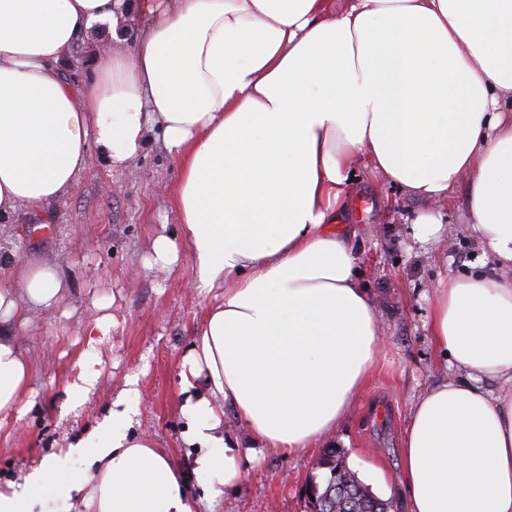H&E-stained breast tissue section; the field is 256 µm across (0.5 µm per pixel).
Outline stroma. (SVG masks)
I'll list each match as a JSON object with an SVG mask.
<instances>
[{"instance_id": "35a3bbf8", "label": "stroma", "mask_w": 512, "mask_h": 512, "mask_svg": "<svg viewBox=\"0 0 512 512\" xmlns=\"http://www.w3.org/2000/svg\"><path fill=\"white\" fill-rule=\"evenodd\" d=\"M175 158L160 128H150L137 157L114 168L91 151L70 190L40 212L0 215V280L21 263L56 264L66 286L49 310L29 312L6 326L31 366L29 388L11 413L0 416V486L19 480L51 455L85 438L112 413L129 377L139 379L132 431L165 449L186 474L189 495L194 449L186 424L179 372L211 295L200 288L171 192ZM467 192L458 185L442 200L409 196L364 169L352 177L334 227L357 251L360 280L374 297L382 336L372 381L324 447L288 453L266 449L243 460L242 477L198 512H306L305 489L325 447L343 453L372 493L408 512L402 484L403 434L417 399L440 381L460 377L430 336L433 291L439 280L473 273L482 248L467 220ZM430 213L442 223L447 247L414 238L411 222ZM177 240V262L149 264L152 240ZM106 300L116 319L98 343L99 381L88 401L73 406L67 384L81 370L88 331Z\"/></svg>"}]
</instances>
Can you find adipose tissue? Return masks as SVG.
<instances>
[{
    "label": "adipose tissue",
    "instance_id": "adipose-tissue-1",
    "mask_svg": "<svg viewBox=\"0 0 512 512\" xmlns=\"http://www.w3.org/2000/svg\"><path fill=\"white\" fill-rule=\"evenodd\" d=\"M96 23L112 44L77 86L69 58ZM154 125L178 162L183 237L214 292L179 372L201 497L132 433V378L111 418L0 490V512L75 492L82 512H196L258 449L334 434L381 336L355 249L330 229L361 163L415 198H445L467 179L491 266L434 290V345L464 376L412 409L410 512H512V0H0V214L69 190L88 145L127 165ZM64 286L51 263L20 268L0 282V322L54 307ZM113 323L95 319L73 402L94 389V339ZM29 377L0 337V413ZM485 378L498 389H482ZM221 403L244 439L225 436ZM83 456L74 476L69 462Z\"/></svg>",
    "mask_w": 512,
    "mask_h": 512
}]
</instances>
